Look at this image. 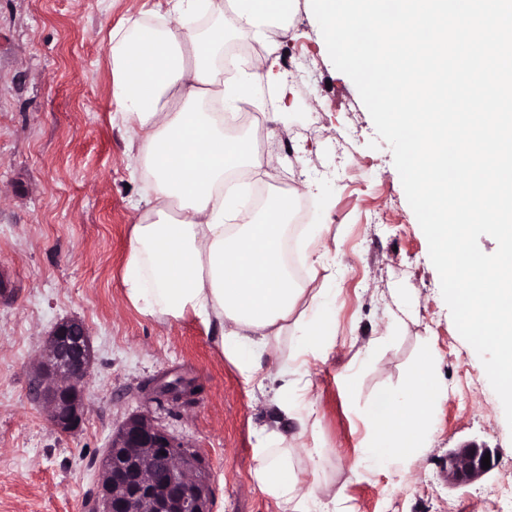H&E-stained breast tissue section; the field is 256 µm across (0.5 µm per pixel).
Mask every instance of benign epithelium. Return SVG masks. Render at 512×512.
<instances>
[{"instance_id":"7a95c632","label":"benign epithelium","mask_w":512,"mask_h":512,"mask_svg":"<svg viewBox=\"0 0 512 512\" xmlns=\"http://www.w3.org/2000/svg\"><path fill=\"white\" fill-rule=\"evenodd\" d=\"M93 350L85 325L58 324L38 358L32 395L52 425L71 433L86 405ZM492 449L468 442L448 451V484L468 485L495 467L482 465ZM211 489L203 459L145 415L126 420L113 434L102 459L99 512H211Z\"/></svg>"}]
</instances>
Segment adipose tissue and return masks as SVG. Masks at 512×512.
<instances>
[{"label":"adipose tissue","instance_id":"adipose-tissue-1","mask_svg":"<svg viewBox=\"0 0 512 512\" xmlns=\"http://www.w3.org/2000/svg\"><path fill=\"white\" fill-rule=\"evenodd\" d=\"M291 0H158L155 29L127 21L109 33L112 92L141 187L122 278L141 315L176 321L193 315L212 329L222 356L246 385H263L275 363L271 402L278 425L255 429L252 477L287 512H336L335 500L305 484L294 463L313 404L309 365L336 338L335 298L296 284L284 244L290 193L277 191L260 217L243 211L241 194L224 187L230 174L260 172L270 162L256 135L224 130V103L237 96L224 83V30L264 37L263 23L285 17ZM312 315L292 353L277 355L299 303ZM435 355L424 348L405 388L380 396L366 421L369 441L353 474L403 463L426 447L430 412L440 396Z\"/></svg>","mask_w":512,"mask_h":512}]
</instances>
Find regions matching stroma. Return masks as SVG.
Here are the masks:
<instances>
[{
  "label": "stroma",
  "instance_id": "stroma-1",
  "mask_svg": "<svg viewBox=\"0 0 512 512\" xmlns=\"http://www.w3.org/2000/svg\"><path fill=\"white\" fill-rule=\"evenodd\" d=\"M149 0H0V512H95L101 458L130 416L148 415L205 462L212 512H282L252 478V431L269 398L246 386L194 317L162 322L127 301L122 272L139 188L112 100L108 32ZM283 47L288 85L265 98L282 122L264 154L310 199L322 263L304 279L336 292V344L311 362L315 412L303 479L345 512H512V426L475 350L445 303L427 239L390 146L352 80L327 51L310 0H293ZM84 323L94 351L75 432L34 401L32 363L54 327ZM433 347L443 392L428 448L407 466L353 475L365 419ZM183 377L172 401L147 382ZM468 441L497 461L449 486L442 463Z\"/></svg>",
  "mask_w": 512,
  "mask_h": 512
}]
</instances>
